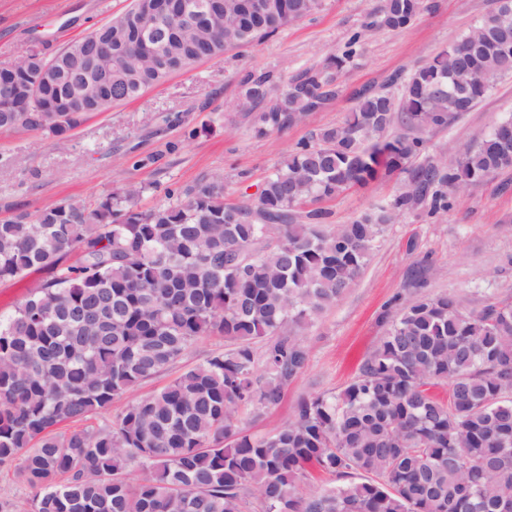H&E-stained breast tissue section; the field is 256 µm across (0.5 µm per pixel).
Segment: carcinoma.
Segmentation results:
<instances>
[{
  "instance_id": "obj_1",
  "label": "carcinoma",
  "mask_w": 512,
  "mask_h": 512,
  "mask_svg": "<svg viewBox=\"0 0 512 512\" xmlns=\"http://www.w3.org/2000/svg\"><path fill=\"white\" fill-rule=\"evenodd\" d=\"M204 26H186L155 51L128 14L95 30L127 69L98 60L112 103L139 97L194 64L248 46L320 9L322 0H203ZM503 0L459 40L406 77L398 95L364 88L345 121L302 142L252 203L224 201V176L166 188L150 209L147 185L93 202L64 201L0 220V282L48 277L0 315V467L31 489L0 512H512V304L462 310L444 294L395 315L358 375L339 392L301 399L263 436L239 425L243 408L276 406L307 367L298 338L361 275L402 212L449 207V195L512 168V119L445 163L426 157L428 131L471 111L512 74ZM424 0H381L365 30L402 31ZM362 33L338 55L283 81L242 80L254 132L281 133L339 97L338 74ZM66 45L0 66V130L65 137L87 115L78 102L86 58ZM57 63L68 80L47 66ZM395 172L408 191L349 224L330 227L319 203ZM220 338L156 393L192 345ZM263 365L266 375L258 373ZM448 383L439 397L433 388ZM126 399L113 419L93 426ZM342 483L303 496L313 472Z\"/></svg>"
}]
</instances>
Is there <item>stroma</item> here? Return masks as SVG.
<instances>
[{
  "label": "stroma",
  "instance_id": "35a3bbf8",
  "mask_svg": "<svg viewBox=\"0 0 512 512\" xmlns=\"http://www.w3.org/2000/svg\"><path fill=\"white\" fill-rule=\"evenodd\" d=\"M379 0H323L320 10L251 46L196 64L146 90L138 99L88 114L64 139L45 132L0 131V217L37 215L66 199L92 201L125 184H147L142 208L165 188L202 175L224 176V195L254 199L259 186L292 146L345 121L356 92L389 90L393 75L409 74L455 43L495 0H425L404 31L367 34L340 77L342 94L283 133L256 135L239 105L242 77L271 72L289 78L322 65L361 29ZM130 0H0V65L23 52L49 55L91 33ZM512 117V76L471 112L427 136V154L447 158ZM402 190L394 175L322 202L324 221L347 224ZM456 295L464 309L512 302V169L460 190L447 211L399 215L379 239L361 277L301 339L309 352L303 373L281 402L243 410L242 427L255 435L287 424L298 401L337 392L357 375L385 335L398 304Z\"/></svg>",
  "mask_w": 512,
  "mask_h": 512
}]
</instances>
